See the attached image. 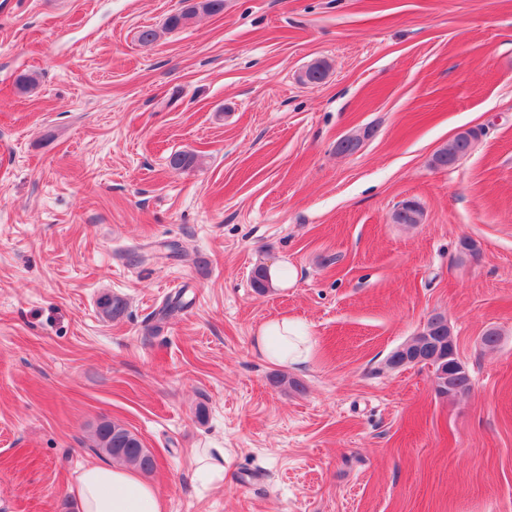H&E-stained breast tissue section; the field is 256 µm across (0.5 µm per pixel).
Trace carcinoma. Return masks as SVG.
I'll return each mask as SVG.
<instances>
[{
    "label": "carcinoma",
    "instance_id": "1",
    "mask_svg": "<svg viewBox=\"0 0 512 512\" xmlns=\"http://www.w3.org/2000/svg\"><path fill=\"white\" fill-rule=\"evenodd\" d=\"M224 10V0H197L185 10L172 14L167 18L166 27L170 30L186 26L199 12L214 15ZM475 140V134L465 131L458 134L447 144L439 148L432 157V165L436 168H446L452 165L458 156L464 154L470 143ZM198 163V157L189 152H177L170 156L169 165L174 170L190 168ZM402 213L392 216L396 224H418L422 221L423 212L414 202L406 201L400 205ZM253 288L258 292L267 289L268 266L258 264L251 272ZM100 313L108 319H117L126 309V302L110 294H103L97 301ZM448 325L438 320V314H433L426 322L423 330L404 344V349L427 351V361L423 365L432 369L436 391L441 396L457 397L470 391L471 382L467 372L460 368L453 381H448ZM91 447L110 456L112 460L132 466L144 473L155 471L157 462L152 452L143 447L138 437L123 425L116 422H106V431L93 430L90 435Z\"/></svg>",
    "mask_w": 512,
    "mask_h": 512
}]
</instances>
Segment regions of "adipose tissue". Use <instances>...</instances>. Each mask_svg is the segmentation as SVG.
<instances>
[{
	"label": "adipose tissue",
	"instance_id": "1",
	"mask_svg": "<svg viewBox=\"0 0 512 512\" xmlns=\"http://www.w3.org/2000/svg\"><path fill=\"white\" fill-rule=\"evenodd\" d=\"M255 348L270 363L294 367L308 363L312 353L309 334L286 316L259 327ZM73 493L80 512H161L157 487L123 466L95 464L84 468Z\"/></svg>",
	"mask_w": 512,
	"mask_h": 512
}]
</instances>
